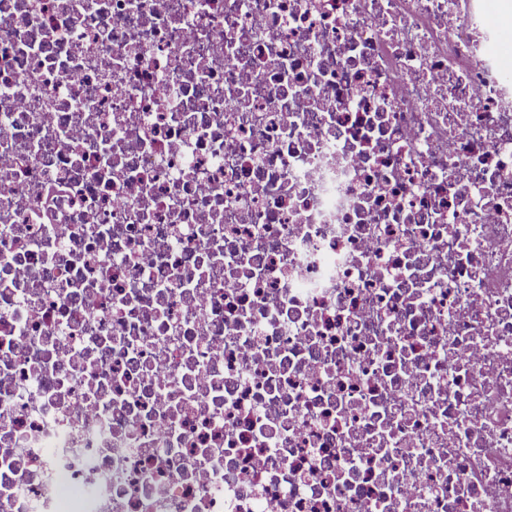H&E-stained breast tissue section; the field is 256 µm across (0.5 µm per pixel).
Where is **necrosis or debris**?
<instances>
[{
    "label": "necrosis or debris",
    "instance_id": "1",
    "mask_svg": "<svg viewBox=\"0 0 512 512\" xmlns=\"http://www.w3.org/2000/svg\"><path fill=\"white\" fill-rule=\"evenodd\" d=\"M501 30L0 0V512H512Z\"/></svg>",
    "mask_w": 512,
    "mask_h": 512
}]
</instances>
